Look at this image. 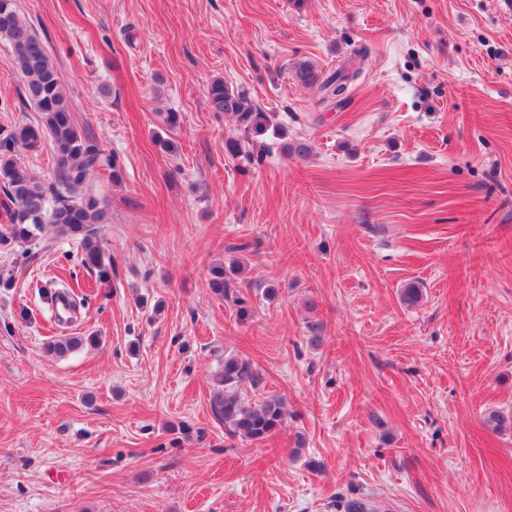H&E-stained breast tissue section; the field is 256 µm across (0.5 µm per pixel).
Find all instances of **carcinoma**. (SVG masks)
<instances>
[{
	"label": "carcinoma",
	"instance_id": "1",
	"mask_svg": "<svg viewBox=\"0 0 512 512\" xmlns=\"http://www.w3.org/2000/svg\"><path fill=\"white\" fill-rule=\"evenodd\" d=\"M0 40L10 43L15 51L14 63L23 81L25 94L41 120L37 124H18L0 129V205L9 224L0 232V248L33 244L49 226L58 238L73 240L82 249L81 264L106 279L112 271V261L105 260V252L97 236V225L108 221L104 204L92 190L87 179L91 170L107 167L112 178L120 176L116 160L97 144L74 121L70 103L64 94L56 65L42 39L21 17L17 0H0ZM295 81L306 88L336 97L347 90L350 74L338 68L321 77L314 65L301 62L294 69ZM210 109L218 115L230 114L243 129L245 140L228 139L226 154L247 163H259L261 154L245 148L244 141L262 136L273 128L270 113L256 105L245 89L228 84L222 78L214 79L207 89ZM50 145L56 159L53 180H38L27 167L22 154L37 152ZM242 267L233 263L230 271L222 267L212 269L209 285L213 292L228 294L230 276L240 273ZM95 338L65 336L46 344V352L55 358H64ZM258 375L250 361L227 356L212 377L210 404L215 417L224 424V435L249 441H260L280 430L287 414L283 399L267 396L255 402L245 401L240 390L254 386Z\"/></svg>",
	"mask_w": 512,
	"mask_h": 512
}]
</instances>
